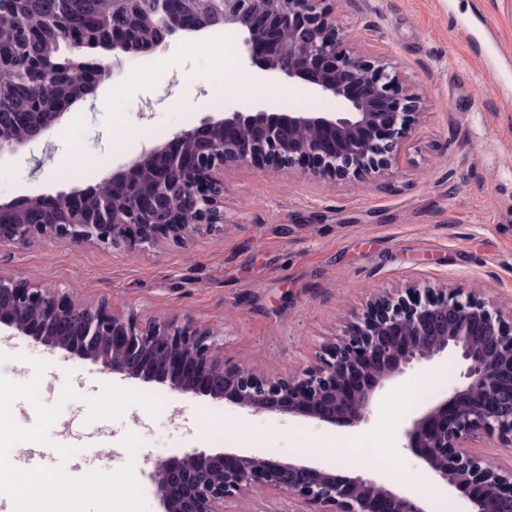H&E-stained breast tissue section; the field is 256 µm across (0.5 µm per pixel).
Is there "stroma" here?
Masks as SVG:
<instances>
[{
	"label": "stroma",
	"mask_w": 512,
	"mask_h": 512,
	"mask_svg": "<svg viewBox=\"0 0 512 512\" xmlns=\"http://www.w3.org/2000/svg\"><path fill=\"white\" fill-rule=\"evenodd\" d=\"M337 22L369 51H383L421 94L423 115L391 175L308 179L297 171L238 167L224 174L223 229L143 252L40 237L0 248V273L82 302L142 318H191L219 331L226 362L269 375L312 366L369 301L404 293L413 274L433 285L493 292L512 307V0H338ZM224 53L216 31L179 33L76 102L60 129L0 157V203L95 186L145 148L199 125L211 98L229 108L333 112L336 100L244 65L240 36ZM234 66L243 93H224ZM453 357L417 365L387 384L369 423L335 427L302 416L252 413L225 401L178 395L26 336L0 345V502L19 512L13 437L31 435L42 466L70 489L110 475L123 512H155L151 463L198 448L318 462L353 476L348 442L378 454L400 445L415 411L412 389L443 392ZM49 387L38 402L26 388Z\"/></svg>",
	"instance_id": "obj_1"
}]
</instances>
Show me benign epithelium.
<instances>
[{
    "instance_id": "7a95c632",
    "label": "benign epithelium",
    "mask_w": 512,
    "mask_h": 512,
    "mask_svg": "<svg viewBox=\"0 0 512 512\" xmlns=\"http://www.w3.org/2000/svg\"><path fill=\"white\" fill-rule=\"evenodd\" d=\"M112 0L132 20L104 25L112 54H148L177 32L215 21L241 36L259 70L338 100V112H270L263 107L207 115L199 126L142 151L93 188L25 196L0 204V246L36 237L75 245L146 250L160 238L186 244L224 223V171L295 169L308 178L384 177L421 116V98L387 56L366 55L336 22L337 0ZM56 46L82 53L79 33L46 19ZM61 112L0 113V155L49 133ZM0 335H23L108 373L178 394L226 400L252 412L301 415L340 427L369 421L381 391L415 365L452 352L461 366L448 389L422 404L401 429V448L467 512H512V461L476 446H512V309L489 294L435 288L411 278L403 296L382 295L315 366L271 378L224 359L221 335L192 319L160 322L93 308L66 289L0 274ZM156 512H224L225 502L259 493L282 498L279 512H431L424 501L372 474L339 476L317 465L255 454L191 449L152 463Z\"/></svg>"
}]
</instances>
